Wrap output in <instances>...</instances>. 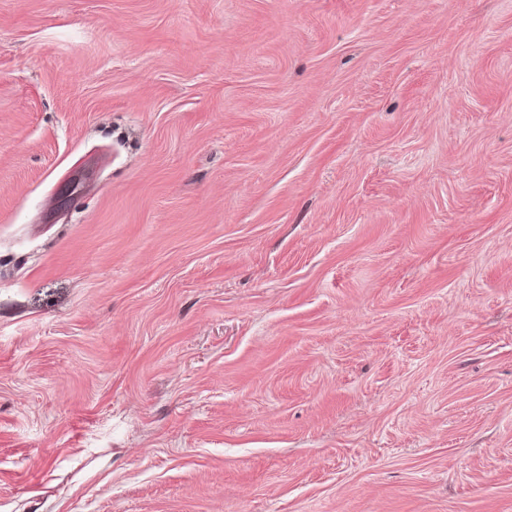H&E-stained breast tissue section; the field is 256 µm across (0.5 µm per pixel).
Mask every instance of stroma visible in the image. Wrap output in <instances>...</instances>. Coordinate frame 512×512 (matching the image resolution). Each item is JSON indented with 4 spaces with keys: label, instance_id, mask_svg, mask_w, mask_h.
Returning a JSON list of instances; mask_svg holds the SVG:
<instances>
[{
    "label": "stroma",
    "instance_id": "obj_1",
    "mask_svg": "<svg viewBox=\"0 0 512 512\" xmlns=\"http://www.w3.org/2000/svg\"><path fill=\"white\" fill-rule=\"evenodd\" d=\"M0 512H512V0H0Z\"/></svg>",
    "mask_w": 512,
    "mask_h": 512
}]
</instances>
